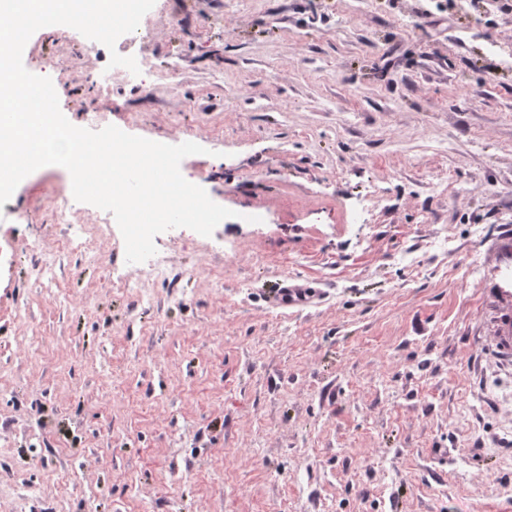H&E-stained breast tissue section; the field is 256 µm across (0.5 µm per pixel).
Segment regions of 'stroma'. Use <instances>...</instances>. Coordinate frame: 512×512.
Listing matches in <instances>:
<instances>
[{
	"instance_id": "35a3bbf8",
	"label": "stroma",
	"mask_w": 512,
	"mask_h": 512,
	"mask_svg": "<svg viewBox=\"0 0 512 512\" xmlns=\"http://www.w3.org/2000/svg\"><path fill=\"white\" fill-rule=\"evenodd\" d=\"M130 42L37 32L64 116L204 147L233 210L64 249L58 165L0 207V512H512V8L155 0ZM135 57L137 81L109 68ZM111 70L100 100L92 81ZM259 215L256 223L248 215ZM321 292L276 305L284 277ZM490 281L502 294L512 293V246L507 247L499 257V264L491 267Z\"/></svg>"
}]
</instances>
